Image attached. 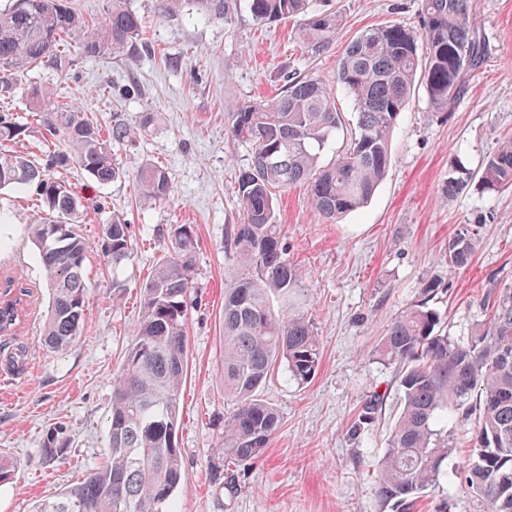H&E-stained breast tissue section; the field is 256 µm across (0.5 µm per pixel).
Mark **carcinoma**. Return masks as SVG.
<instances>
[{
  "instance_id": "carcinoma-1",
  "label": "carcinoma",
  "mask_w": 512,
  "mask_h": 512,
  "mask_svg": "<svg viewBox=\"0 0 512 512\" xmlns=\"http://www.w3.org/2000/svg\"><path fill=\"white\" fill-rule=\"evenodd\" d=\"M190 6L204 21H227L245 9L259 23L301 19L296 39L311 56L333 45L339 15L317 0H167V10ZM474 0H421L418 28L400 22L364 30L339 59L336 86L321 78L289 73L274 97L244 105L232 114L231 136L251 151L236 179L243 222L232 225L225 251L240 273L224 289V396L233 402L224 418L221 448L208 462L210 483L234 494L281 425L278 410L259 392L283 368L300 385L310 383L321 363L314 326L301 312L277 310L288 303L302 274L288 260L277 224L278 195L303 186L314 211L327 222L367 204L391 162L390 137L400 112L422 87L436 112H448L480 68L487 45L472 24ZM142 18L127 0H112L104 21L91 23L72 0H8L0 8V189L32 192L47 220L27 228L37 248L49 305L42 327L44 346L67 349L80 335L86 310L84 263L90 244L79 234L82 201L51 170L71 164L106 185L125 177L114 163L115 145L133 144L151 125L115 117L102 132L78 103H61L52 88L31 90L37 124L50 150L38 161L8 148L21 124L8 107L20 74L69 64L70 47L86 58L134 54ZM353 102L357 129L349 148L324 164L343 131L336 90ZM61 144H56V141ZM473 174L458 165L448 176V195L460 193ZM136 179L145 197L161 202L173 191L169 172L142 161ZM481 182L492 191L512 188V141L488 156ZM170 248L154 257L143 288V312L133 343L112 387L106 460L63 492L38 502L35 512H173L172 497L185 480L176 442L179 397L187 366L188 308L193 303L198 237L192 224L166 229ZM117 272L133 256L131 225L114 214L97 242ZM477 231L466 224L448 242V270L473 258ZM442 292L429 280L422 299L394 318L378 351L397 366L403 408L390 446L377 464L378 496L395 512H414L422 494L439 481L453 441L438 425L452 418L472 427L474 449L465 483L481 498L483 512H512V288L494 296L488 319L465 342L439 330L429 306ZM31 291L0 299V354L21 369L26 349L15 342ZM382 400L364 399L349 431L375 422ZM71 444L67 427L48 429L42 447L52 460Z\"/></svg>"
}]
</instances>
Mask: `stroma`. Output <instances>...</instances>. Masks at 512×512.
<instances>
[{"mask_svg": "<svg viewBox=\"0 0 512 512\" xmlns=\"http://www.w3.org/2000/svg\"><path fill=\"white\" fill-rule=\"evenodd\" d=\"M163 2H128L143 19L145 51L77 57L60 71L29 72L10 101L28 126L15 148L37 158L47 145L30 127L28 90L45 81L58 100L81 104L102 127L117 113L132 124L146 112L157 120L133 148L115 147L125 179L102 187L76 166L54 171L82 197L79 229L93 245L83 332L64 351L40 344L48 297L26 227L44 213L28 191L0 190V277L22 278L33 290L17 335L26 365L19 372L0 365V454L16 461L11 483L0 486V512H33L37 500L60 492L104 457L112 383L141 314V287L154 255L167 245L158 230L169 224L195 225L199 241L198 303L188 315L177 432L187 474L175 495L178 512H392L378 497L375 470L402 399L395 366L377 353L387 325L420 300L423 283L435 280L443 288L435 308L448 336L463 342L487 319L489 293L512 287V191L487 192L472 183L456 196L447 193L455 162L481 168L512 137V0H476L473 23L489 49L485 63L470 74L452 111H434L419 94L399 114L391 164L370 203L329 224L311 208L305 188L283 194V240L303 273L292 301L312 321L322 360L310 384L278 375L262 390L281 425L233 495L216 490L207 471L231 409L221 383V336L224 284L238 268L224 252L225 228L242 221L236 177L250 161L249 147L228 132L229 118L242 105L275 95L284 72L333 80L353 37L386 22L416 25L420 0H326L341 26L334 45L316 58L300 47L292 22L262 25L245 12L228 22H204L184 11L167 15ZM143 159L168 169L174 187L168 200L141 194L133 173ZM101 199L108 213L95 210ZM112 212L134 231V255L117 272L96 247ZM462 224L476 225L480 244L471 263L452 272L448 243ZM373 393L382 398L381 411L368 430L351 435L352 418ZM57 422L66 425L72 444L50 462L41 444ZM446 432L454 447L420 512H482L463 479L471 433L455 422Z\"/></svg>", "mask_w": 512, "mask_h": 512, "instance_id": "stroma-1", "label": "stroma"}]
</instances>
